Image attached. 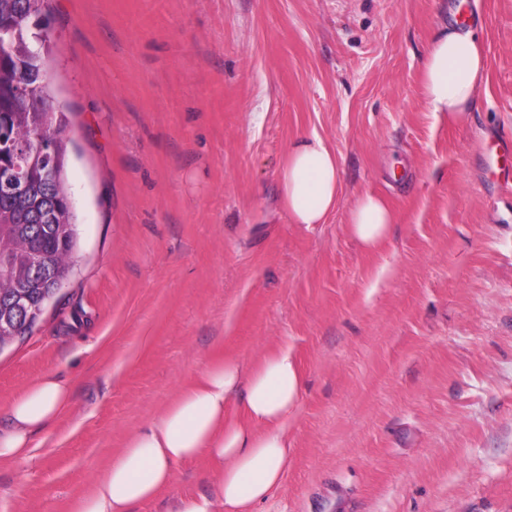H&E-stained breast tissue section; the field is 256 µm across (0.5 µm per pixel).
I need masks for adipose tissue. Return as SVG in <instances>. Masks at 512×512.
Masks as SVG:
<instances>
[{"label":"adipose tissue","instance_id":"obj_1","mask_svg":"<svg viewBox=\"0 0 512 512\" xmlns=\"http://www.w3.org/2000/svg\"><path fill=\"white\" fill-rule=\"evenodd\" d=\"M485 56L473 30L438 26L421 68L429 111L463 120L476 105ZM282 207L292 224H321L337 203L342 173L335 150L312 133L296 137L277 173ZM352 237L373 249L390 235L395 215L379 196L364 192L350 206ZM304 388L291 348L282 345L243 367L210 363L161 414L131 436L72 512H135L167 489L174 467L208 457L216 466L209 493L179 495L169 512H254L287 471L288 430ZM72 403L67 384L43 377L7 408L9 428L0 433V461L28 459L35 435Z\"/></svg>","mask_w":512,"mask_h":512}]
</instances>
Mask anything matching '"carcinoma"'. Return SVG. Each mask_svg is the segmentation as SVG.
I'll return each instance as SVG.
<instances>
[{
	"instance_id": "cac0c4a2",
	"label": "carcinoma",
	"mask_w": 512,
	"mask_h": 512,
	"mask_svg": "<svg viewBox=\"0 0 512 512\" xmlns=\"http://www.w3.org/2000/svg\"><path fill=\"white\" fill-rule=\"evenodd\" d=\"M49 0H0V32L16 39L15 52L0 56V171H10L41 131L57 143L54 156L29 154L23 189L0 177V259L10 260L15 282L0 288V323L21 338L30 334L52 290V276L29 262L39 251L48 265L63 273L78 245L76 216L65 178V125L48 81L51 39L38 53L29 52L33 35L48 25Z\"/></svg>"
}]
</instances>
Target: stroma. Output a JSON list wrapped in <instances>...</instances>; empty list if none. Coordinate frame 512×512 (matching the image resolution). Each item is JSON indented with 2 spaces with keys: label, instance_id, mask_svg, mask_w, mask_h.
Wrapping results in <instances>:
<instances>
[{
  "label": "stroma",
  "instance_id": "obj_1",
  "mask_svg": "<svg viewBox=\"0 0 512 512\" xmlns=\"http://www.w3.org/2000/svg\"><path fill=\"white\" fill-rule=\"evenodd\" d=\"M469 2L486 68L460 124L419 86L448 0H50L79 248L0 351V430L43 375L73 404L31 459L0 463V512H71L211 361L285 342L305 387L256 512H512V183L489 180L483 150L512 143V0ZM312 132L342 190L306 226L277 172ZM365 191L398 218L376 252L347 230ZM212 476L176 465L137 512Z\"/></svg>",
  "mask_w": 512,
  "mask_h": 512
}]
</instances>
